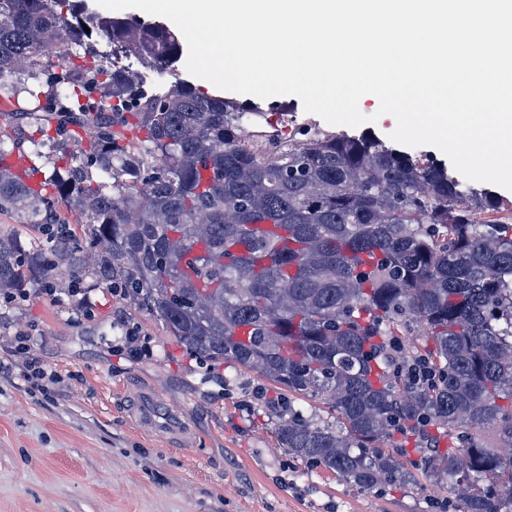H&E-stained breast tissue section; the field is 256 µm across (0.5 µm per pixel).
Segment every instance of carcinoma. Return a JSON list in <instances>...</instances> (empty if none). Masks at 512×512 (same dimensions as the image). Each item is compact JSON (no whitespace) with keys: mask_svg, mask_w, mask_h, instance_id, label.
Returning <instances> with one entry per match:
<instances>
[{"mask_svg":"<svg viewBox=\"0 0 512 512\" xmlns=\"http://www.w3.org/2000/svg\"><path fill=\"white\" fill-rule=\"evenodd\" d=\"M171 67L168 26L83 13L72 0H0V79H45L57 132L95 128V146L31 188L0 165V214L46 237L0 234V297L40 288L58 265L149 310L197 357L257 372L288 395L276 427L288 455L361 491L449 485L460 512H512V203L422 153L369 133L319 128L283 143L246 137L258 112L179 81L148 88L97 49ZM100 94L76 112L55 89ZM102 177L94 181L89 170ZM84 214L74 231L60 206ZM427 357L430 387L387 361ZM322 400L336 422L305 416ZM425 415L421 479L397 434ZM448 448H439V436Z\"/></svg>","mask_w":512,"mask_h":512,"instance_id":"cac0c4a2","label":"carcinoma"}]
</instances>
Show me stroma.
Returning a JSON list of instances; mask_svg holds the SVG:
<instances>
[{"instance_id": "stroma-1", "label": "stroma", "mask_w": 512, "mask_h": 512, "mask_svg": "<svg viewBox=\"0 0 512 512\" xmlns=\"http://www.w3.org/2000/svg\"><path fill=\"white\" fill-rule=\"evenodd\" d=\"M23 97L0 104V135L50 176L52 158L90 152L91 128L32 151ZM136 329L148 355L127 342ZM36 359L48 391L27 377ZM149 392L185 426L171 442L130 421L128 396ZM283 394L258 373L203 363L146 309L100 285L29 289L0 308V512H438L458 499L429 484L361 492L288 456L275 438Z\"/></svg>"}]
</instances>
